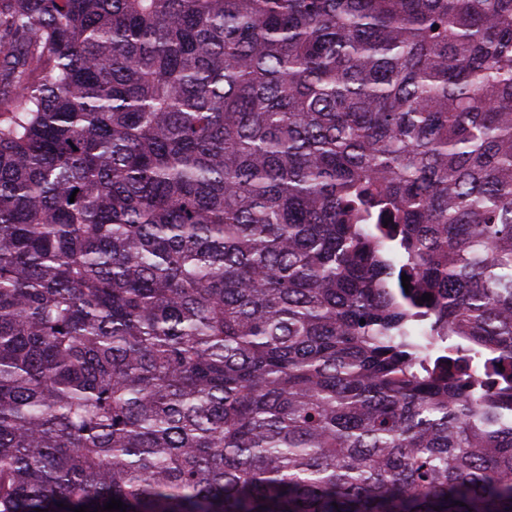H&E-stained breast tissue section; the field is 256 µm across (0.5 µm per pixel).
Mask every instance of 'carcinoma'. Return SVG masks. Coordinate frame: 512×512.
I'll return each instance as SVG.
<instances>
[{
    "instance_id": "obj_1",
    "label": "carcinoma",
    "mask_w": 512,
    "mask_h": 512,
    "mask_svg": "<svg viewBox=\"0 0 512 512\" xmlns=\"http://www.w3.org/2000/svg\"><path fill=\"white\" fill-rule=\"evenodd\" d=\"M112 498L512 512V0H0V512Z\"/></svg>"
}]
</instances>
